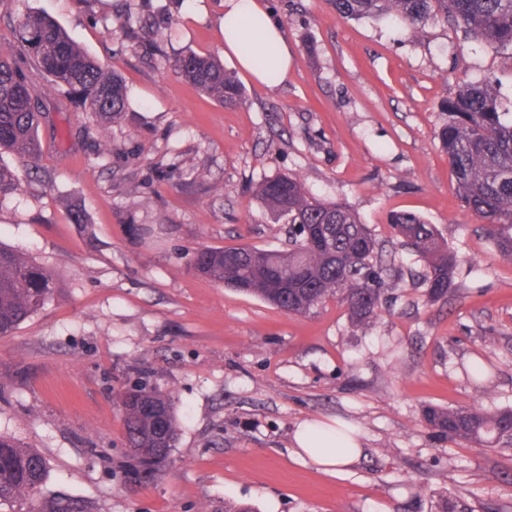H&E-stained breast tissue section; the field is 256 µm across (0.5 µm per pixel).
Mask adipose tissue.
<instances>
[{
	"label": "adipose tissue",
	"instance_id": "adipose-tissue-1",
	"mask_svg": "<svg viewBox=\"0 0 512 512\" xmlns=\"http://www.w3.org/2000/svg\"><path fill=\"white\" fill-rule=\"evenodd\" d=\"M224 52L258 80L268 72L287 77L291 52L283 29L258 0H224ZM293 451L330 475H339L362 455L359 438L347 435L338 421L302 422L293 434Z\"/></svg>",
	"mask_w": 512,
	"mask_h": 512
}]
</instances>
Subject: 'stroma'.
Instances as JSON below:
<instances>
[{"mask_svg":"<svg viewBox=\"0 0 512 512\" xmlns=\"http://www.w3.org/2000/svg\"><path fill=\"white\" fill-rule=\"evenodd\" d=\"M260 3L292 54L268 85L225 55L224 0H180L162 33L167 55L236 73L244 100L224 107L125 39L119 0H0V45L22 12L48 14L121 74L129 102L102 136L37 76L42 154L0 155L20 181L0 201V246L59 283L0 338V435L43 455L44 495L91 512H429L445 495L512 512V448L440 438L422 419L428 405L512 407V263L456 197L438 138L462 83L490 78L512 99V59L439 24L411 37L329 0ZM283 173L378 238L397 212L433 224L460 259L452 294L429 300L423 262L397 244L394 299L358 328L333 299L289 315L194 274L200 247L287 248V224L254 195ZM141 369L172 394L180 431L165 473L136 480L116 395ZM331 419L363 447L336 477L291 448L298 424Z\"/></svg>","mask_w":512,"mask_h":512,"instance_id":"obj_1","label":"stroma"}]
</instances>
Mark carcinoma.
Segmentation results:
<instances>
[{
    "instance_id": "carcinoma-1",
    "label": "carcinoma",
    "mask_w": 512,
    "mask_h": 512,
    "mask_svg": "<svg viewBox=\"0 0 512 512\" xmlns=\"http://www.w3.org/2000/svg\"><path fill=\"white\" fill-rule=\"evenodd\" d=\"M336 15L349 19L387 18L411 36L429 23L460 30L464 38L512 52V0H331ZM129 37L155 43L157 30L146 19L130 24ZM20 51L0 48V154L26 162L41 152L39 127L46 107L33 92L37 72L82 99L100 130L120 119L128 95L120 74L89 55L56 22L42 13L21 14L15 28ZM166 67L211 100L234 106L242 99L235 76L218 60L194 52L170 57ZM448 122L438 133L470 212L484 221L487 236L503 260L512 263V102L505 103L486 79L461 87L447 100ZM19 187L16 174L0 165V199ZM255 195L275 217L294 226L286 251L253 246L201 248L189 268L218 284L266 300L292 315H307L334 298L347 307L354 327L370 323L383 305V242L343 200L309 194L298 175H276L257 184ZM394 237L425 264L424 284L434 299L447 296L459 264L434 225L408 212L390 219ZM54 272L23 253L0 247V336L10 335L53 296ZM126 445L137 459L133 476L164 472L178 440L172 395L145 381L119 396ZM423 419L436 435L477 445H512V408L429 406ZM47 479L43 456L0 436V507L29 504L28 512H88L80 501L42 496ZM434 512H467L448 496Z\"/></svg>"
}]
</instances>
